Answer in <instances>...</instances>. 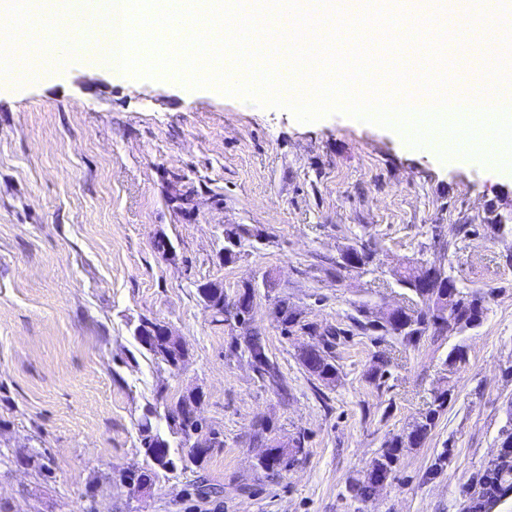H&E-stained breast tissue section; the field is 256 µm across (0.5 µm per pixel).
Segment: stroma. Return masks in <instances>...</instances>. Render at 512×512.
Segmentation results:
<instances>
[{
    "instance_id": "35a3bbf8",
    "label": "stroma",
    "mask_w": 512,
    "mask_h": 512,
    "mask_svg": "<svg viewBox=\"0 0 512 512\" xmlns=\"http://www.w3.org/2000/svg\"><path fill=\"white\" fill-rule=\"evenodd\" d=\"M510 218L511 177L341 113L302 123L209 87L77 62L0 77V446L37 449L47 466L0 464V507L467 512L473 477L512 430V232L499 228ZM230 224L245 241L228 263ZM360 246L375 254L370 270L340 268ZM439 257L461 291L487 293L478 327L431 330L410 346L356 325L362 312L424 310L397 277ZM209 281L229 301L254 284L248 325L205 307L197 287ZM281 299L302 323L289 335ZM143 316L183 336L180 370L138 345ZM247 327L278 381L232 348ZM326 336L338 368L329 385L299 361ZM458 345L467 361L449 366ZM193 389L223 447L133 493L119 476L147 463L141 423L188 454L164 414ZM442 392L448 405L428 438L403 450L370 499L354 498L350 482ZM299 438L291 467L259 468L270 442Z\"/></svg>"
}]
</instances>
